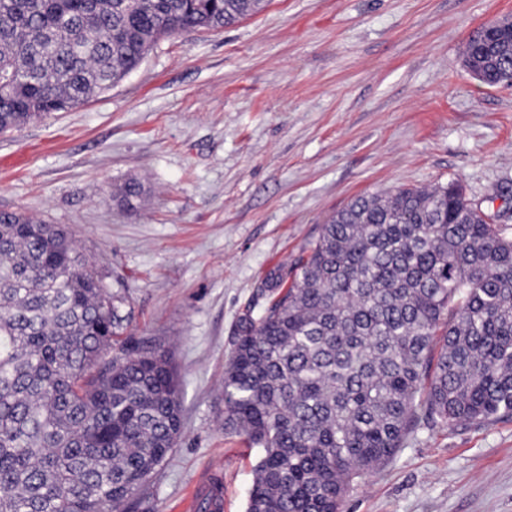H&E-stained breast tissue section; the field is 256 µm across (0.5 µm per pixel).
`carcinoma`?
I'll return each mask as SVG.
<instances>
[{"instance_id":"obj_1","label":"carcinoma","mask_w":512,"mask_h":512,"mask_svg":"<svg viewBox=\"0 0 512 512\" xmlns=\"http://www.w3.org/2000/svg\"><path fill=\"white\" fill-rule=\"evenodd\" d=\"M264 0H0V132L72 109L161 38ZM485 26L465 67L512 80ZM130 180L114 198L133 208ZM237 319L224 429L258 450L245 512H342L419 430L512 417V226L461 183L355 197ZM70 235L0 211V512H136L181 429L162 345Z\"/></svg>"}]
</instances>
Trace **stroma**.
Masks as SVG:
<instances>
[{
  "instance_id": "obj_1",
  "label": "stroma",
  "mask_w": 512,
  "mask_h": 512,
  "mask_svg": "<svg viewBox=\"0 0 512 512\" xmlns=\"http://www.w3.org/2000/svg\"><path fill=\"white\" fill-rule=\"evenodd\" d=\"M512 0H266L160 39L102 94L0 133V211L71 235L171 348L183 426L150 512H244L256 450L224 433V365L266 273L362 194L458 179L512 222V87L471 76V34ZM147 194L132 211L112 195ZM343 512H512V418L424 429Z\"/></svg>"
}]
</instances>
